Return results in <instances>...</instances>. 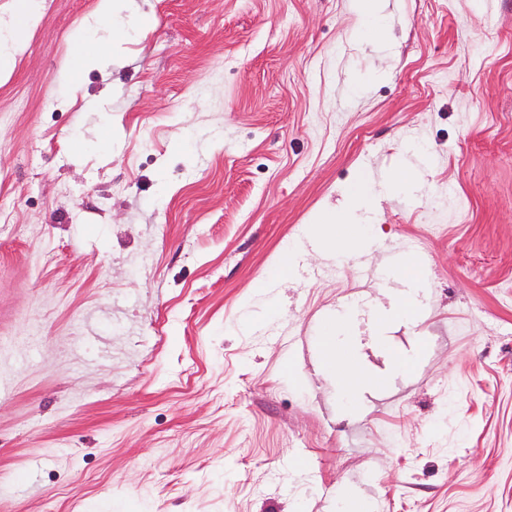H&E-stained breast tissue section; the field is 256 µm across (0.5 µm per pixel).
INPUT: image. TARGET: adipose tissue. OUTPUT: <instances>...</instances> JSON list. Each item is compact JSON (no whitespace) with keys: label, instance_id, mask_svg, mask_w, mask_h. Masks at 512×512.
Wrapping results in <instances>:
<instances>
[{"label":"adipose tissue","instance_id":"adipose-tissue-1","mask_svg":"<svg viewBox=\"0 0 512 512\" xmlns=\"http://www.w3.org/2000/svg\"><path fill=\"white\" fill-rule=\"evenodd\" d=\"M43 12V0H17L13 18L0 19V82L9 80L13 63L23 54L29 31L35 27ZM370 208V199L362 187H352L345 206L338 211L321 213L317 219L318 237L327 251L336 247L356 250L363 242L361 220ZM396 278L403 280L407 291L401 293L391 309L376 314L377 324H384L393 318H402L414 313L419 301L416 287L419 272L414 258H406L395 271ZM349 323L348 315L337 316L332 320L321 338V347L328 361L327 367L335 373L346 397H355L371 379L364 374L353 356V347L345 331Z\"/></svg>","mask_w":512,"mask_h":512}]
</instances>
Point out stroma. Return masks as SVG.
I'll list each match as a JSON object with an SVG mask.
<instances>
[{"label":"stroma","mask_w":512,"mask_h":512,"mask_svg":"<svg viewBox=\"0 0 512 512\" xmlns=\"http://www.w3.org/2000/svg\"><path fill=\"white\" fill-rule=\"evenodd\" d=\"M135 2L116 42L45 0L0 84V512H512V0H377L371 41L355 0ZM345 310L351 404L313 355ZM370 208V199L364 189L354 186L350 189L345 206L338 211L321 213L316 220L318 238L328 252H335L336 245L347 250H356L363 242V215ZM395 277L403 280L409 290L401 293L390 310H384L376 314L375 322L382 325L392 318H402L412 315L419 301L415 288L418 285L419 272L414 257H407L395 271Z\"/></svg>","instance_id":"obj_1"}]
</instances>
